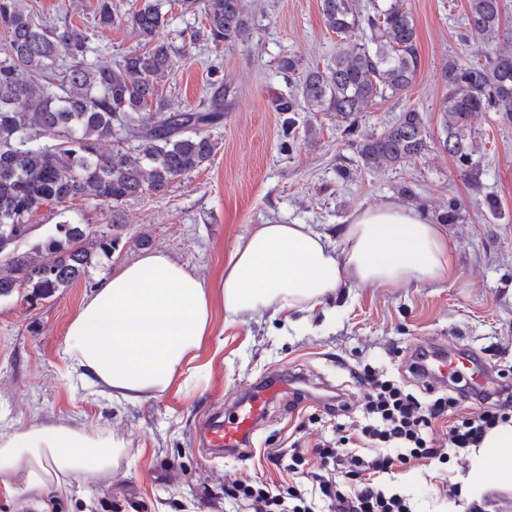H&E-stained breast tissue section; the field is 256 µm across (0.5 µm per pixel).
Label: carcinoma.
Returning <instances> with one entry per match:
<instances>
[{
  "mask_svg": "<svg viewBox=\"0 0 512 512\" xmlns=\"http://www.w3.org/2000/svg\"><path fill=\"white\" fill-rule=\"evenodd\" d=\"M188 11L204 7L199 35L213 43L244 42L251 30L243 0H178ZM405 0H386L363 12L355 0H321L325 27L336 34L332 66L306 72L304 109L331 112L353 133L358 114L378 100L407 96L420 65L417 30ZM166 0H143L121 14L98 0L94 24L126 23L141 48L115 60L89 59V46L67 24L40 19L25 0H0V296L33 280L45 293L67 288L86 274L94 252L116 251L123 229L63 221L30 252L21 246L39 212H66L73 202L115 208L147 191L166 192L175 181L209 163L216 144L208 128L224 116L216 90L196 107H173L158 81L176 67L177 54L161 37ZM504 0H467L464 40L476 39L485 61L452 60L445 67L448 95L440 112L443 149L468 175L474 147L473 112L512 119V51L496 45ZM41 73L37 82L23 71ZM364 164L397 165L428 150L421 111L408 107L379 136L354 142Z\"/></svg>",
  "mask_w": 512,
  "mask_h": 512,
  "instance_id": "carcinoma-1",
  "label": "carcinoma"
}]
</instances>
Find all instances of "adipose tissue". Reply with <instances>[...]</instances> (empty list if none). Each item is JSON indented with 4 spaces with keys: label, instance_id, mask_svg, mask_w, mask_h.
Segmentation results:
<instances>
[{
    "label": "adipose tissue",
    "instance_id": "ef3b65f1",
    "mask_svg": "<svg viewBox=\"0 0 512 512\" xmlns=\"http://www.w3.org/2000/svg\"><path fill=\"white\" fill-rule=\"evenodd\" d=\"M451 273L448 237L414 209L389 203L357 210L338 241L308 224H257L242 236L213 283L155 252L105 277L73 315L63 352L69 374L137 403L167 392L212 334L217 312L234 317L322 302L351 284L394 288ZM121 444L107 432L35 422L0 432V483L23 476L37 512L51 487L109 471ZM512 489V422L473 451L465 494L487 478Z\"/></svg>",
    "mask_w": 512,
    "mask_h": 512
}]
</instances>
